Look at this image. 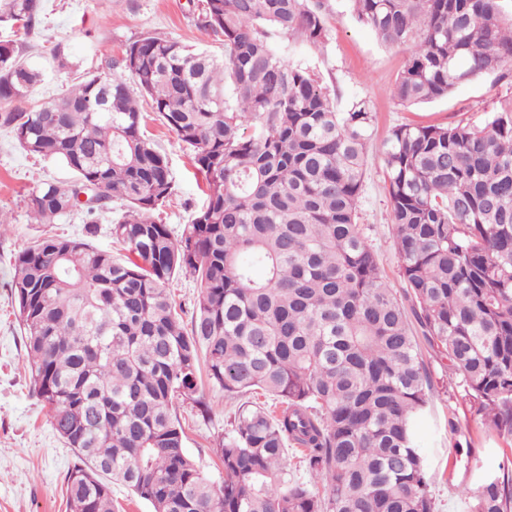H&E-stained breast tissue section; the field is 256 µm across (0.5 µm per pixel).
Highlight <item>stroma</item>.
Returning <instances> with one entry per match:
<instances>
[{"instance_id":"obj_1","label":"stroma","mask_w":512,"mask_h":512,"mask_svg":"<svg viewBox=\"0 0 512 512\" xmlns=\"http://www.w3.org/2000/svg\"><path fill=\"white\" fill-rule=\"evenodd\" d=\"M201 0H40L37 22L29 34L14 35L11 23H0V39H15L20 58L39 68L43 80L24 107L57 97L86 72L100 71L120 57L124 48L151 33L210 50H220L218 37L199 29ZM327 31L322 44L291 43L292 62L312 69L336 93L338 110L355 99L370 101L377 116L368 148L359 218L377 254L386 280L403 287L391 230L381 146L398 125H481L502 99L512 97V81L485 74L457 87L447 98L414 107L398 105L391 92L403 70L409 49L381 45L372 31L354 18L348 0H326ZM64 49L69 66H59L56 49ZM147 131L166 154L176 182L175 195L160 210L163 223L181 229L204 202L201 181L189 151L160 121ZM71 177L62 165L27 155L9 128L0 126V217L8 226L0 234V512H66V478L77 465L75 451L54 430L47 409L32 391L18 304L12 281L14 258L48 235L85 238L83 210L51 224L32 223L29 194L45 181ZM420 353L432 376L429 408L418 428L433 480L436 512H467L465 488L497 471L503 457H512V438L504 439L484 426L457 400L448 363L427 342ZM198 394L209 405L200 415L191 404L177 412L186 428L185 450L215 484L224 473L213 464L214 448L230 428L233 405L208 378Z\"/></svg>"}]
</instances>
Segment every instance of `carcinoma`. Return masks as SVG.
Here are the masks:
<instances>
[{"label":"carcinoma","mask_w":512,"mask_h":512,"mask_svg":"<svg viewBox=\"0 0 512 512\" xmlns=\"http://www.w3.org/2000/svg\"><path fill=\"white\" fill-rule=\"evenodd\" d=\"M40 0H0L32 29ZM504 0H350L357 20L411 54L401 106L448 97L487 73L512 77ZM324 0H204L223 53L147 34L110 71L0 114L65 184L28 198L36 224L118 197L120 261L86 239L47 237L15 259L12 288L33 389L81 464L67 512H117L112 484L151 512H435L416 428L432 382L415 339L448 360L457 399L512 437V97L482 126L400 125L383 144L406 309L358 223L370 102L336 110L329 89L271 36L318 45ZM132 82H127V79ZM43 74L0 41V101ZM192 149L206 204L179 235L153 214L175 193L140 99ZM199 288L190 324L168 284ZM206 373L237 403L214 453L217 486L185 452L177 401L202 413ZM278 414L245 401L256 391ZM302 454L313 484L288 468ZM322 486L323 492L313 489ZM468 512H512V467L466 490Z\"/></svg>","instance_id":"carcinoma-1"}]
</instances>
